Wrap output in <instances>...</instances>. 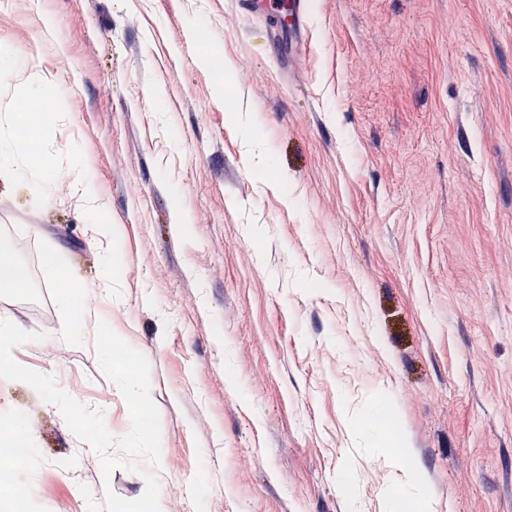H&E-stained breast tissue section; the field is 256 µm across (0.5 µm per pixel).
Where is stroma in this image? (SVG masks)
<instances>
[{"label": "stroma", "mask_w": 512, "mask_h": 512, "mask_svg": "<svg viewBox=\"0 0 512 512\" xmlns=\"http://www.w3.org/2000/svg\"><path fill=\"white\" fill-rule=\"evenodd\" d=\"M267 27L237 0L0 7L23 63L0 121L59 91L36 122L50 196L0 176L28 273L0 316L44 335L14 359L119 437L98 321L146 357L161 512H512V0H309L293 68ZM15 411L36 442L15 512L144 493L0 379ZM73 288L74 289L72 293L64 299V303L67 309L77 317V322L74 324H70L69 322L64 325L60 329V334L63 336H79L80 333L77 323L83 317V315L89 311L84 305H81L78 300L77 288L82 287L75 284Z\"/></svg>", "instance_id": "stroma-1"}]
</instances>
